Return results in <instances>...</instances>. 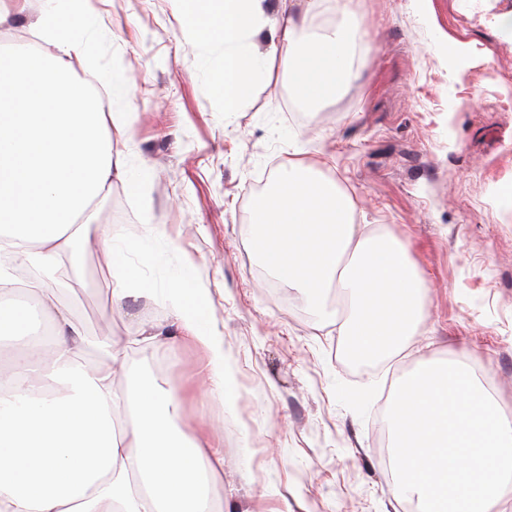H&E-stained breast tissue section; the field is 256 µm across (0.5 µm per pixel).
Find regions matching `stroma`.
Returning a JSON list of instances; mask_svg holds the SVG:
<instances>
[{"label": "stroma", "instance_id": "stroma-1", "mask_svg": "<svg viewBox=\"0 0 512 512\" xmlns=\"http://www.w3.org/2000/svg\"><path fill=\"white\" fill-rule=\"evenodd\" d=\"M10 16L0 43L36 52L43 0H0ZM371 52L358 79L319 111L289 108L288 66L228 112L214 93L222 30L203 25L188 0H91L100 18L99 65L131 81L139 122L116 138L124 167L91 208L123 237L141 231L137 189L148 179L155 223L174 248L154 261L131 254L148 278L188 273L206 291L205 321L224 336L240 393L234 413L214 400L187 402V423H205L224 443V481L245 487L229 512H409L388 466L387 389L426 357L460 358L512 415V38L495 23L512 0H354ZM467 51L448 73V40ZM290 161L322 171L352 198L356 223L403 240L427 285L426 317L386 362L351 366L336 316L321 321L286 284L270 290L250 246L253 198ZM104 246L89 234L76 285L60 295L91 336H132L167 324L143 300L112 307ZM188 264H181V257ZM204 354L184 341L132 355L145 377L196 379Z\"/></svg>", "mask_w": 512, "mask_h": 512}]
</instances>
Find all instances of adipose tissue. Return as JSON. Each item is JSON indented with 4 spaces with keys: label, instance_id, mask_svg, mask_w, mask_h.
Returning a JSON list of instances; mask_svg holds the SVG:
<instances>
[{
    "label": "adipose tissue",
    "instance_id": "obj_1",
    "mask_svg": "<svg viewBox=\"0 0 512 512\" xmlns=\"http://www.w3.org/2000/svg\"><path fill=\"white\" fill-rule=\"evenodd\" d=\"M37 23L52 54H10L0 87V323L30 335L39 312L51 315L47 355L0 365V512H224V450L205 429L182 427L188 398L204 394L224 409L239 391L226 363L224 338L202 320L203 289L184 280L159 288L125 261V251L154 258L166 244L163 225L146 224L127 250L110 249L112 306L146 298L166 308L200 347L206 381L196 387L156 383L129 364L131 351L162 342L165 326L137 336L89 341L72 305L54 284L84 242L92 203L112 187V138L132 140L137 114L128 79L99 66L98 20L89 0H45ZM224 31L219 93L225 111L242 106L263 82L271 55L288 65L297 102L316 109L357 78L361 21L353 0H335L341 22L313 24L318 0L298 14L269 20V0H216ZM270 36V54L255 37ZM76 58L111 89L93 96L65 65ZM100 361L85 362L88 344Z\"/></svg>",
    "mask_w": 512,
    "mask_h": 512
}]
</instances>
